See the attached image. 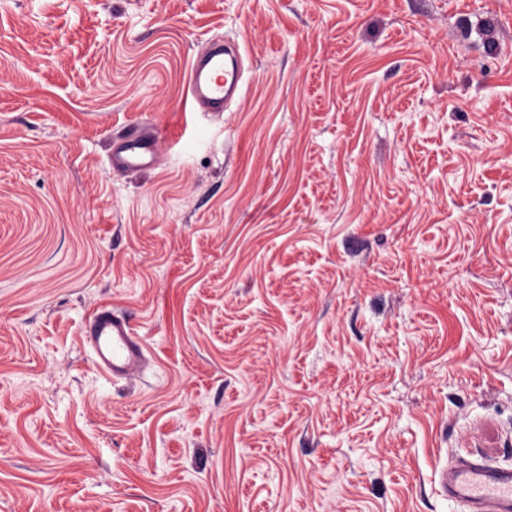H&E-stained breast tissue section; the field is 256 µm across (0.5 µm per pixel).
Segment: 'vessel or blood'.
<instances>
[{"label":"vessel or blood","mask_w":512,"mask_h":512,"mask_svg":"<svg viewBox=\"0 0 512 512\" xmlns=\"http://www.w3.org/2000/svg\"><path fill=\"white\" fill-rule=\"evenodd\" d=\"M244 90L242 55L223 41L207 40L193 57L188 74V96L193 111L217 113L238 101ZM157 130L135 120L112 138L108 164L113 172L143 171L157 162ZM96 369L113 380L140 376L149 364L147 348L136 336L129 317L109 305L96 307L80 329ZM442 492L466 512H512V466L485 461L458 460L437 477Z\"/></svg>","instance_id":"vessel-or-blood-1"}]
</instances>
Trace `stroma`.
Listing matches in <instances>:
<instances>
[{
  "mask_svg": "<svg viewBox=\"0 0 512 512\" xmlns=\"http://www.w3.org/2000/svg\"><path fill=\"white\" fill-rule=\"evenodd\" d=\"M456 459L512 465V0H0V512H461ZM244 90L242 55L229 52L223 40L209 39L193 57L188 74V96L193 112H224ZM158 131L151 125L135 120L125 125L115 136L108 154L112 172L129 174L149 169L157 163ZM80 339L90 351L96 369L113 381L140 376L150 362L130 318L109 305H100L87 316Z\"/></svg>",
  "mask_w": 512,
  "mask_h": 512,
  "instance_id": "obj_1",
  "label": "stroma"
}]
</instances>
